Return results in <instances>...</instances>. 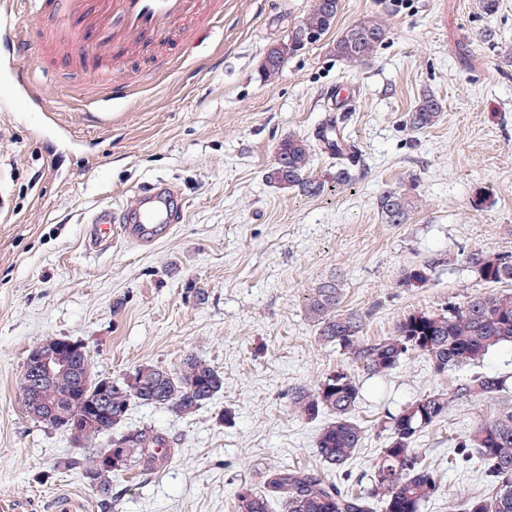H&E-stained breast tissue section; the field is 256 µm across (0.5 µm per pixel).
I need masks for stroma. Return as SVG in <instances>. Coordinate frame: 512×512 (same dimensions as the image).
<instances>
[{
  "mask_svg": "<svg viewBox=\"0 0 512 512\" xmlns=\"http://www.w3.org/2000/svg\"><path fill=\"white\" fill-rule=\"evenodd\" d=\"M167 74L142 63L123 71L127 96L96 97L81 82L55 84L47 61L25 60L47 93L46 110L0 112V503L12 512H101L63 431L31 419L18 382L45 339L83 343L92 370L119 378L151 364L178 371L195 357L224 389L189 415L132 403L123 428H149L171 450L157 470L112 475V512H235L241 484L271 465L317 469L320 421L294 415L288 394L344 368L360 382L353 415L365 429L356 458L333 477L358 490L386 442L381 421L456 373L435 374L411 357L372 377L318 338L305 312L310 289L330 276L347 307L366 314V339L393 334L418 310L442 311L491 291L467 253L512 254V0H340L331 28L292 55L279 75L260 68L312 0H223ZM383 17L391 33L369 59L351 63L333 46L348 27ZM443 112L415 131L406 114L424 93ZM108 112L112 127L86 121ZM337 119L359 152L351 182L315 150L322 195L271 184L279 141L314 140ZM164 180L185 198L184 219L152 245L86 244L98 211L130 206L135 191ZM409 192L406 223H383L377 196ZM438 264L422 284L408 269ZM488 399L450 403L418 441L444 486L484 490L481 475L449 468L454 446L495 409Z\"/></svg>",
  "mask_w": 512,
  "mask_h": 512,
  "instance_id": "35a3bbf8",
  "label": "stroma"
}]
</instances>
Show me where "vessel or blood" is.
<instances>
[{"label": "vessel or blood", "instance_id": "vessel-or-blood-1", "mask_svg": "<svg viewBox=\"0 0 512 512\" xmlns=\"http://www.w3.org/2000/svg\"><path fill=\"white\" fill-rule=\"evenodd\" d=\"M41 19L33 32L13 24L0 34L8 63L0 69L9 84L18 87L26 108L41 105L43 91L19 62L32 52L50 58L64 74L83 72L91 86L106 95L118 91L117 73L133 59L153 60L164 67L178 57L196 32L208 25L221 0H33ZM179 189L157 182L138 191L131 209L104 210L93 222L90 246L97 247L113 232L144 242L159 228L179 223L184 212L177 206Z\"/></svg>", "mask_w": 512, "mask_h": 512}]
</instances>
